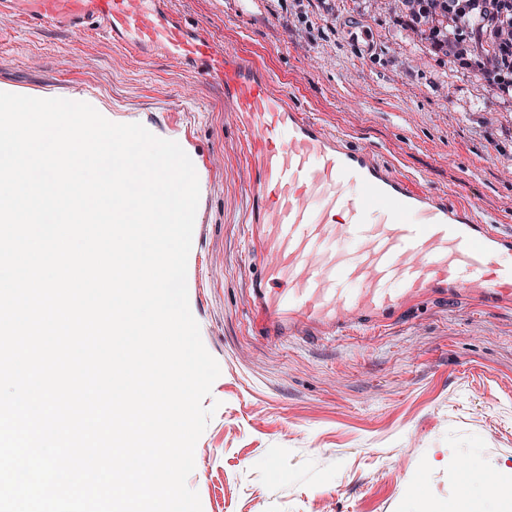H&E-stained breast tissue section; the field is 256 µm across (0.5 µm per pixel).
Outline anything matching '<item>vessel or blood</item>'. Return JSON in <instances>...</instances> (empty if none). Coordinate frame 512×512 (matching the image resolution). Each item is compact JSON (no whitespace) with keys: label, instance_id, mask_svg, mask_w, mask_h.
Here are the masks:
<instances>
[{"label":"vessel or blood","instance_id":"b4317fda","mask_svg":"<svg viewBox=\"0 0 512 512\" xmlns=\"http://www.w3.org/2000/svg\"><path fill=\"white\" fill-rule=\"evenodd\" d=\"M20 2L28 26L100 29L140 54L202 63L223 83L246 148L254 275L245 305L255 335L276 342L371 332L427 298L461 292L512 303V233L331 132L251 58L216 51L161 0Z\"/></svg>","mask_w":512,"mask_h":512}]
</instances>
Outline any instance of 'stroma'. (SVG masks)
<instances>
[{
    "mask_svg": "<svg viewBox=\"0 0 512 512\" xmlns=\"http://www.w3.org/2000/svg\"><path fill=\"white\" fill-rule=\"evenodd\" d=\"M165 7L252 57L302 111L512 231V92L449 63L392 0ZM1 85L92 101L197 160L188 300L221 369L188 478L202 512H462L474 469L512 484V307L434 298L373 334L264 343L247 324L246 173L219 82L101 31L19 26L7 7Z\"/></svg>",
    "mask_w": 512,
    "mask_h": 512,
    "instance_id": "1",
    "label": "stroma"
}]
</instances>
